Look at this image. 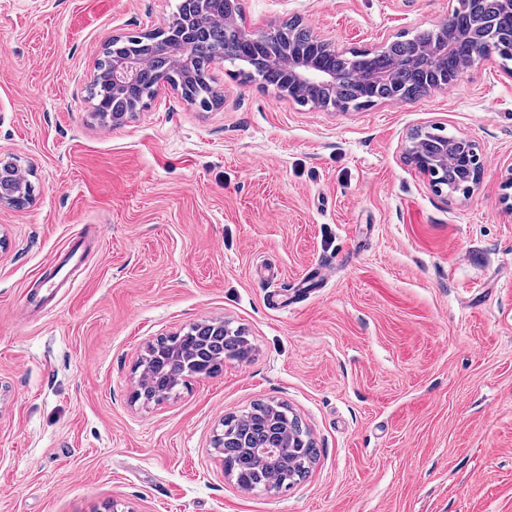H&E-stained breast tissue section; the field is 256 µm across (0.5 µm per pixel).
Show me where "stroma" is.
<instances>
[{
	"label": "stroma",
	"instance_id": "1",
	"mask_svg": "<svg viewBox=\"0 0 512 512\" xmlns=\"http://www.w3.org/2000/svg\"><path fill=\"white\" fill-rule=\"evenodd\" d=\"M375 50L458 0H239ZM176 0H0V161L34 187L0 207V512H512V70L359 111L211 77L209 110L163 87L94 117L106 44ZM433 126L473 141L467 194L406 158ZM83 239L73 288L54 255ZM43 298L44 307L32 305ZM205 319L247 360L135 399L147 345ZM279 402L318 450L282 491H245L213 447Z\"/></svg>",
	"mask_w": 512,
	"mask_h": 512
}]
</instances>
